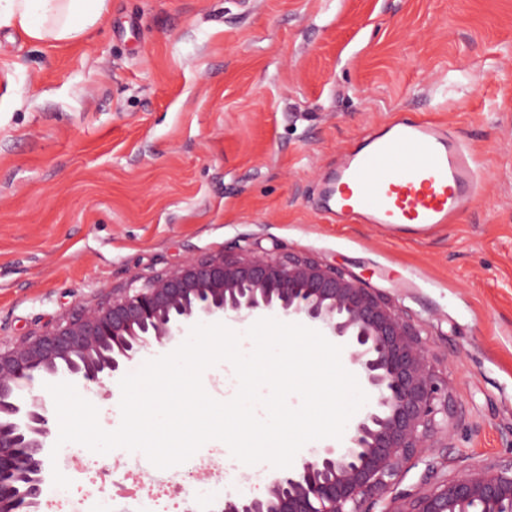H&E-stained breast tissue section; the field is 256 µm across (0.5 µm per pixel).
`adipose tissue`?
Instances as JSON below:
<instances>
[{"label": "adipose tissue", "instance_id": "ef3b65f1", "mask_svg": "<svg viewBox=\"0 0 512 512\" xmlns=\"http://www.w3.org/2000/svg\"><path fill=\"white\" fill-rule=\"evenodd\" d=\"M107 0H0V28L39 43L78 39L102 18Z\"/></svg>", "mask_w": 512, "mask_h": 512}]
</instances>
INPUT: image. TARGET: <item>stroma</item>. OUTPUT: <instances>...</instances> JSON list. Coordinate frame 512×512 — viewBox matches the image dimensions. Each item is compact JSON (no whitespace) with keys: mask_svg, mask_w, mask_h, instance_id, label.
Returning <instances> with one entry per match:
<instances>
[{"mask_svg":"<svg viewBox=\"0 0 512 512\" xmlns=\"http://www.w3.org/2000/svg\"><path fill=\"white\" fill-rule=\"evenodd\" d=\"M404 112L479 162L425 235L338 224L318 188ZM297 253L386 294L432 344L468 462L512 461V0H108L74 43L0 30V342L225 250ZM120 498L130 453L64 445Z\"/></svg>","mask_w":512,"mask_h":512,"instance_id":"35a3bbf8","label":"stroma"}]
</instances>
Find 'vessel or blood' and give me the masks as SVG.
I'll list each match as a JSON object with an SVG mask.
<instances>
[{"label":"vessel or blood","instance_id":"vessel-or-blood-1","mask_svg":"<svg viewBox=\"0 0 512 512\" xmlns=\"http://www.w3.org/2000/svg\"><path fill=\"white\" fill-rule=\"evenodd\" d=\"M478 184L475 157L454 132L400 113L342 153L322 193L336 223L423 234L455 223Z\"/></svg>","mask_w":512,"mask_h":512}]
</instances>
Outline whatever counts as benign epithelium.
<instances>
[{"label":"benign epithelium","mask_w":512,"mask_h":512,"mask_svg":"<svg viewBox=\"0 0 512 512\" xmlns=\"http://www.w3.org/2000/svg\"><path fill=\"white\" fill-rule=\"evenodd\" d=\"M270 314L342 347L368 400L340 443L279 470L260 496L225 498L224 512H512V465L452 456L448 418L458 410L435 374L431 345L403 313L355 276L262 250L191 259L0 345V512H31L43 496L52 408L35 386L67 379L102 388L196 319ZM429 448L440 465H427L419 490L396 491ZM454 464L450 477L443 469ZM387 498L391 507L377 510Z\"/></svg>","instance_id":"7a95c632"}]
</instances>
